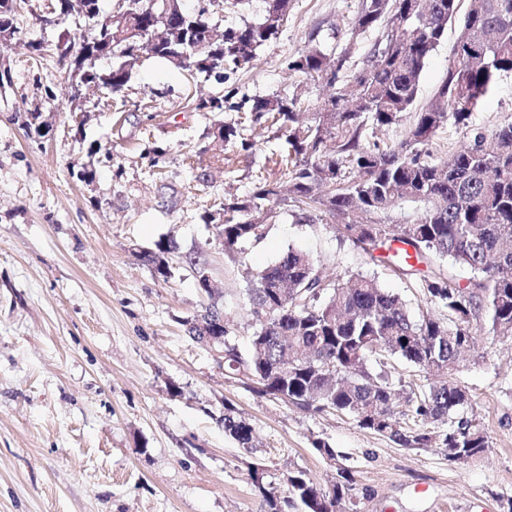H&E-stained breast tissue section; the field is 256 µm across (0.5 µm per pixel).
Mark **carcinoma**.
<instances>
[{
	"mask_svg": "<svg viewBox=\"0 0 512 512\" xmlns=\"http://www.w3.org/2000/svg\"><path fill=\"white\" fill-rule=\"evenodd\" d=\"M95 10L97 26L66 39L96 55L112 44V66L103 71L84 64L78 80L112 89L120 97L142 66L134 53L139 38L156 39L154 56L195 79L222 84L227 74L248 68L258 52L288 24L291 0H262L256 18L224 27L215 52L198 51L206 26L215 17L180 13L169 0H126L119 15L101 9L100 0H81ZM459 0H359L355 30H379L353 74L348 57L331 80L341 83L336 100L322 105L309 122H300L299 94L242 97L217 92L195 103L199 112L234 111L240 117L215 130L224 145H251L245 123L271 121L284 145L265 157L285 182L258 180L246 197L226 199L204 216L214 224L224 216V247L264 241L288 203L320 209L340 220L335 228L371 259L422 288L437 311H409L400 296L378 282L352 274L344 284L316 274L318 264L289 248L246 290L254 332L241 352L224 321V343L202 342L195 322L193 341L223 354L224 370L253 383L260 397L304 411L353 417L357 425L409 449L455 448L471 459L489 448L486 432L470 416L472 402L453 374L464 351L475 348L477 323L512 337V118L491 130L470 126L473 110L512 74V0H469L453 59L430 103L418 106L421 73L455 20ZM289 56L288 69L309 79L328 74L327 42ZM409 124H404L408 114ZM404 126L403 138L389 149L370 145L368 131ZM469 134V145L437 163L422 151L444 127ZM411 206L417 216L405 224L389 222V211ZM369 219L363 224L359 218ZM391 241L413 251L384 258L374 252ZM466 265L475 277L462 285L432 268L433 260ZM400 361L418 373L440 372L430 383L392 378ZM224 432L244 449L253 447V430L224 408ZM313 448L336 465V484L321 488L299 468L288 469L287 495L267 488L266 469L249 468L251 484L264 512H336L352 487L349 471L325 440Z\"/></svg>",
	"mask_w": 512,
	"mask_h": 512,
	"instance_id": "cac0c4a2",
	"label": "carcinoma"
}]
</instances>
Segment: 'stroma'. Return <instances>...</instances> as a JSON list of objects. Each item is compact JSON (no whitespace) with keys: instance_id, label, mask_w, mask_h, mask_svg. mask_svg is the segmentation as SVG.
<instances>
[{"instance_id":"stroma-1","label":"stroma","mask_w":512,"mask_h":512,"mask_svg":"<svg viewBox=\"0 0 512 512\" xmlns=\"http://www.w3.org/2000/svg\"><path fill=\"white\" fill-rule=\"evenodd\" d=\"M359 0H292L288 24L252 68L226 88L250 96L301 93L311 108L332 86L289 71L285 59L327 39L360 67L375 40L358 32ZM458 25L420 77L428 103L452 59ZM11 81L0 86V512H260L251 465L300 468L323 487L336 471L312 447L324 439L353 477L340 512H512V338L479 328V342L456 374L490 447L476 461L438 449H407L360 428L352 417L310 413L257 396L224 370L221 353L193 341L187 320L224 310L239 346L253 332L244 303L247 272H260L288 248L308 253L327 279L360 273L400 295L410 310L422 291L371 263L322 212L287 213L261 243L225 251L208 211L248 195L278 139L246 128L252 150L210 168L221 146L212 135L227 112H198L190 97L216 82H190L158 59L146 60L123 97L103 104L71 98V77L56 54L0 49ZM53 98H46V91ZM41 108L44 132L25 125ZM512 117V74L472 114L490 129ZM112 153L100 160L99 149ZM179 245L171 277L140 258L159 241ZM205 267L214 295L197 287ZM253 428L245 450L224 432L225 405Z\"/></svg>"}]
</instances>
